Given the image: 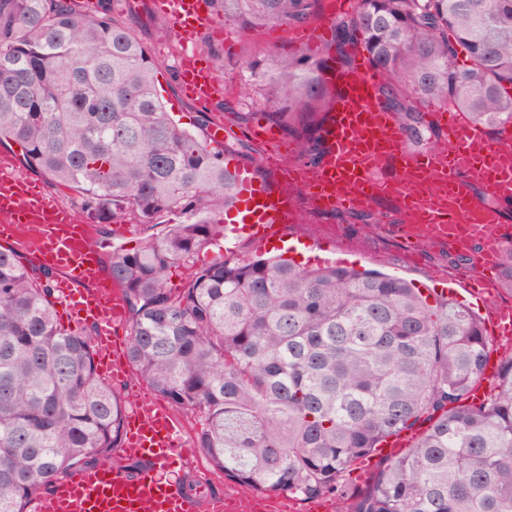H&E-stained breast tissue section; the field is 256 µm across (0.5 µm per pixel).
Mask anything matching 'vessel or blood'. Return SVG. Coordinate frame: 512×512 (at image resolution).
Wrapping results in <instances>:
<instances>
[{
	"mask_svg": "<svg viewBox=\"0 0 512 512\" xmlns=\"http://www.w3.org/2000/svg\"><path fill=\"white\" fill-rule=\"evenodd\" d=\"M184 43L195 42L209 20L206 0H155ZM178 79L185 95L208 101L219 93L214 71L199 54L184 55ZM376 78L367 59L355 56L350 69L337 72L338 97L329 126L324 130L325 153L314 167L315 184L327 192V207L355 203L369 206L384 197L398 199L401 210L417 212L418 226L396 225L397 234L419 231L439 237L475 265L494 269L503 246L512 240V228L476 224L474 211L483 200L512 201V166L502 156L512 151V126L496 136L450 107L427 106L431 122L444 133L437 147L412 153L405 146L393 117L377 99ZM394 167V177L384 175ZM236 186L241 204L259 203L260 213L248 224L234 226L259 244L277 237L281 225L294 213L283 192L259 181L252 167L237 168ZM480 183L486 194L469 193ZM0 235L27 251L40 263L64 272L56 285L59 304L76 321L92 322L96 329L98 367L105 377H125V362L115 353V331L125 318L120 290L102 271L100 254L91 241V227L74 210L43 192L39 184L16 174L9 159H0ZM182 446L178 420L152 397H143L128 413L124 455L142 462L132 472L108 465L74 472L47 495L36 498L33 512H231L234 499L224 495L196 498L161 476Z\"/></svg>",
	"mask_w": 512,
	"mask_h": 512,
	"instance_id": "1",
	"label": "vessel or blood"
}]
</instances>
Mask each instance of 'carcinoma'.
<instances>
[{
    "label": "carcinoma",
    "mask_w": 512,
    "mask_h": 512,
    "mask_svg": "<svg viewBox=\"0 0 512 512\" xmlns=\"http://www.w3.org/2000/svg\"><path fill=\"white\" fill-rule=\"evenodd\" d=\"M245 28L296 26L318 0H207ZM0 0V142L27 168L81 195L97 224L148 229L108 271L129 312L134 371L206 427L197 448L214 469L268 497L334 495L339 512H512V354L483 398L489 338L480 317L443 293L328 262L223 252L219 215L237 202L224 149L179 127L148 48L114 0ZM333 44H360L405 144H433L424 106L446 104L495 134L512 125V0H360ZM320 59L252 68L279 126L326 97ZM311 164L322 137L303 147ZM181 217L171 224L169 217ZM217 256L172 294L167 274L203 250ZM512 288V242L499 260ZM47 268L0 246V512L34 499L123 443L124 401L95 367L94 332L61 325ZM426 429L366 476L343 483L391 436Z\"/></svg>",
    "instance_id": "obj_1"
}]
</instances>
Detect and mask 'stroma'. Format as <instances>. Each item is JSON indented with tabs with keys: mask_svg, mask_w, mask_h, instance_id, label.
Returning a JSON list of instances; mask_svg holds the SVG:
<instances>
[{
	"mask_svg": "<svg viewBox=\"0 0 512 512\" xmlns=\"http://www.w3.org/2000/svg\"><path fill=\"white\" fill-rule=\"evenodd\" d=\"M117 9L123 21L151 50L155 61V83L164 96L166 106L182 128L201 130L205 122L214 121V113L205 111L202 102L186 96L179 84L178 66L183 49L177 42L165 40L163 34L172 24L152 6V0H119ZM196 51L214 65L215 77L222 87L221 94L230 101L237 100L239 85L252 64L267 63L271 57L295 59L312 57L317 44L298 42L290 38L285 25H267L249 30L240 29L233 21L213 18L202 29ZM224 145L235 164L257 167L260 176L269 184H281L276 168L263 162L264 145L254 138L253 129L260 124L259 115L240 120L223 114ZM298 213L296 223L284 225V235L317 245L319 241H334L347 263L359 268L374 269L399 277L421 291L442 290L444 282L480 276L481 271L443 242L426 241L411 248L405 238L395 234L392 224L397 220L398 206L394 200L382 199L372 210L351 213L344 209L326 212L313 210L304 192H291ZM175 418L183 429L185 446L181 460L167 470L170 480L185 483L204 482L206 491L214 494L246 496L247 491L214 470L208 459L197 449L196 437L204 428L203 414L173 408Z\"/></svg>",
	"mask_w": 512,
	"mask_h": 512,
	"instance_id": "stroma-1",
	"label": "stroma"
}]
</instances>
